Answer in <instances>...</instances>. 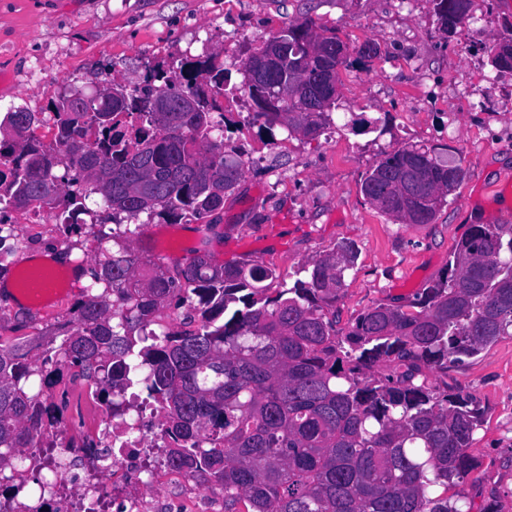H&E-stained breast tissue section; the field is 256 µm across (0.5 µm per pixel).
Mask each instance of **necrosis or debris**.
Here are the masks:
<instances>
[{
	"label": "necrosis or debris",
	"mask_w": 512,
	"mask_h": 512,
	"mask_svg": "<svg viewBox=\"0 0 512 512\" xmlns=\"http://www.w3.org/2000/svg\"><path fill=\"white\" fill-rule=\"evenodd\" d=\"M68 396L67 410L36 436L34 445L51 449L56 458L74 457L76 471L59 473L53 484L43 489L41 499L15 496L6 512H34L42 504L49 512H56L62 501L75 507L88 496L105 504L122 499L124 512H159L158 504L135 494L142 475L158 482L190 485V477L145 459L147 449L163 445V431L154 407L118 412L102 404L90 386L80 383L69 386ZM103 448H113L118 453L119 471L108 479L98 469L97 455Z\"/></svg>",
	"instance_id": "obj_1"
}]
</instances>
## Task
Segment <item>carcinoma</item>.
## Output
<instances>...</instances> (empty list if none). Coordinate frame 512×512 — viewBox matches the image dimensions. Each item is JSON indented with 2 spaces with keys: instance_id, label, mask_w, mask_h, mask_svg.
<instances>
[{
  "instance_id": "obj_1",
  "label": "carcinoma",
  "mask_w": 512,
  "mask_h": 512,
  "mask_svg": "<svg viewBox=\"0 0 512 512\" xmlns=\"http://www.w3.org/2000/svg\"><path fill=\"white\" fill-rule=\"evenodd\" d=\"M442 30L471 0H429ZM334 31L304 18L271 37L288 56L254 70L239 63L253 120L269 137L319 136L336 96L316 84L336 43ZM227 71L207 57L187 75L155 67L123 101L106 86L93 98L74 92L54 102V138L33 135L41 119L16 109L0 121V233L8 211L44 202L55 169L72 172L67 190L47 201L69 233L79 215L98 222L91 181L104 209L135 219L165 215L198 221V246L170 269L133 252L101 253L92 283L73 310L75 328L56 346L0 341V471L14 494L64 467L28 451L46 421L67 408L45 391L72 381L119 396L130 376L161 402L170 438L167 466L224 492V512H473L462 492L474 471L467 453L482 412L473 398L433 379L502 336L512 335V225L471 224L447 269L405 305L377 304L343 331L336 300L357 250L342 242L306 261L292 286L276 270L214 262L208 247L243 162L226 150ZM163 94L171 112L152 110ZM191 98L197 112H185ZM463 178L435 147L384 151L361 190L400 224H428ZM187 309L179 326L152 329L160 310Z\"/></svg>"
}]
</instances>
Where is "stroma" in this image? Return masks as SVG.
<instances>
[{"mask_svg": "<svg viewBox=\"0 0 512 512\" xmlns=\"http://www.w3.org/2000/svg\"><path fill=\"white\" fill-rule=\"evenodd\" d=\"M469 38L440 30L429 0H0V118L22 107L53 126L52 101L78 90L96 95L106 84L131 88L154 66L180 71L218 56L240 84L241 59L289 23L310 17L336 31L357 52H377L338 71L334 124L316 139L277 130L267 138L245 113L231 112V141L249 159L225 196L209 250L216 263L249 261L294 282L306 259L350 241L357 260L336 303L339 327L376 304H406L444 272L471 224H503L512 187V72L490 64L493 45L512 39V0H472ZM496 80L488 100L477 92ZM371 121L356 132L350 119ZM440 148L460 162L464 178L428 224H398L361 191L382 151L404 144ZM131 237L100 239L98 228H59L54 212L33 224L11 215L8 246L25 254L63 256L91 270L100 251L131 249L166 258L168 238L151 244L162 216H139ZM87 284L74 280L66 297L44 313L16 308L0 296V336L35 344L72 331L73 303ZM449 391L472 396L483 411L469 449L478 467L464 489L475 504L512 512V336L452 364Z\"/></svg>", "mask_w": 512, "mask_h": 512, "instance_id": "stroma-1", "label": "stroma"}]
</instances>
